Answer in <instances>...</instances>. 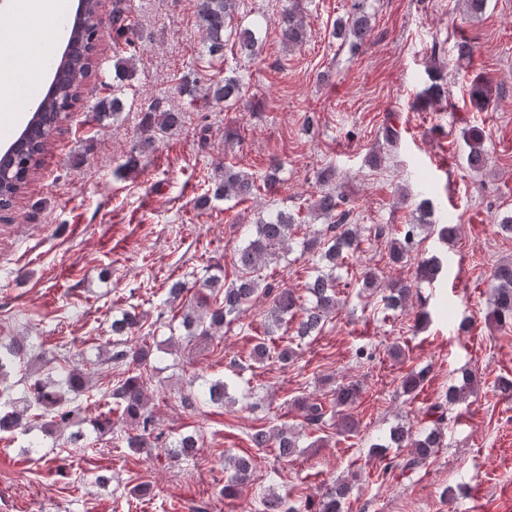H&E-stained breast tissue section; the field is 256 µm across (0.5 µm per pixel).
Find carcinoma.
Instances as JSON below:
<instances>
[{"label": "carcinoma", "mask_w": 512, "mask_h": 512, "mask_svg": "<svg viewBox=\"0 0 512 512\" xmlns=\"http://www.w3.org/2000/svg\"><path fill=\"white\" fill-rule=\"evenodd\" d=\"M302 0H288V8L281 13L283 37L288 46L302 43L306 32L301 8ZM236 0H201L198 20L205 32L207 54L211 58L221 57L224 51V33L230 31L241 50L250 56L259 53L261 44L256 31L235 22ZM95 0H89L88 10L80 29L73 38L85 48L94 45L100 20L95 18ZM112 30L117 41H124L127 56L119 58L114 67L112 78V112L124 109L122 96L124 87L135 75L133 60L136 42L130 37L133 29L128 19L125 0H112ZM371 30L370 16L364 11L363 3L355 0L346 20L339 22L336 34L352 36L361 44ZM91 61L87 58L64 62L63 74L53 82L52 91L40 103L42 109L38 122L28 127V146L12 154L0 157V172L5 180L0 190L9 196L21 189L28 174L34 172L53 138L54 128L48 117L69 109L80 98L82 87L90 76ZM242 80L236 75L224 77V83L207 90L203 99L224 105H234L241 99ZM470 102L477 109L487 107L492 98L490 81L477 76L470 83ZM181 123L178 112L161 111L156 105H150L143 114L141 122V142L152 143L155 135L164 133ZM470 168L478 170L484 166L485 151L482 133L469 130ZM280 167L270 166L269 171L260 179L254 174L241 171L233 165L224 166V175L215 183L213 197L234 198L245 201L264 188L271 190L278 182ZM315 211L325 221L324 230L303 242V251L317 253L320 260L329 267L328 272L317 271L307 286L310 294L308 304L286 288H277L268 282L265 269L279 262L291 251L293 229L298 220L295 215L277 210L261 217L255 224V235L236 250L234 262L235 275L230 283L224 282V266L216 264L205 275L192 284L176 280L169 288V297L176 301L186 293H193V304L185 309L180 322L161 324L168 330V336L161 344L169 346L179 341L189 345L193 342H213L219 331L236 321L248 304L263 297L269 300L267 324L264 335L273 336L288 322L299 320L297 335L312 336L321 331L326 318L336 311V268L349 265L353 250L361 234L367 239L385 243L388 263L401 265L407 262L411 251L419 244L421 233L437 235L438 239L450 243L457 235V225L436 224L430 220L428 202H421L413 222L394 228L388 224H369L362 226L351 223V209L345 207V198L332 192H326L315 203ZM442 269V263L436 256L421 261L418 278L434 280ZM493 293V316L502 324L512 323V260L501 262L495 269ZM412 293V286L402 280L391 283L389 294L384 297L391 309H401ZM112 349L108 352V361L118 371L117 379L103 390H95L88 376L78 367L70 369L61 378L51 374L42 377H21L12 382L10 376L18 364L24 361L33 350V345L25 336H17L5 342L0 339V433L27 435L31 432L27 412L38 411L37 417L43 419L41 429L46 434L66 428L74 415L78 414L81 404L99 399L112 400V413L129 421L130 429L120 435V441L126 447L139 451L148 445L163 440L164 433L159 431L153 410L149 407L146 395L147 381L150 380L151 356L153 351L148 345L132 347L128 337L142 329L140 316L129 310L112 318ZM296 355L294 348L270 349L264 342H258L252 352V360L262 363L275 357L282 363L291 361ZM237 372L231 370L219 376L200 374L188 382V386L179 391V402L183 409L195 411L205 404L224 406L236 403L234 392L237 390ZM472 376L465 372L459 383L448 388L446 399L462 401L471 391ZM360 397L358 386L346 385L333 392L332 402L312 397H296L293 406L297 410L301 425L314 429L327 421L328 407L336 408L339 415V429L344 434L357 432L359 421L353 414V407ZM445 404L435 402L426 408L428 425L417 432L404 426L389 430V435L373 447L382 449L379 453L383 469L400 470L404 475L424 467L427 461L442 445L441 426L446 419ZM113 432L109 418L92 423L90 433H74L75 442H87L89 434L99 438ZM255 448H277L281 458H288L299 447V432L294 429L280 428L276 431L256 430L249 435ZM408 448L410 452L402 459H396L384 452L392 446ZM170 456L176 460L192 458L200 448V437L194 432L181 433L166 444ZM252 458L245 455L228 454L224 458V469L230 471L222 494L226 499H235L243 493L252 479ZM350 491V481L345 479L325 489L316 499L305 501L291 500L290 495L269 489L258 496L256 512H280L282 504H287L285 512H343V504Z\"/></svg>", "instance_id": "1"}]
</instances>
